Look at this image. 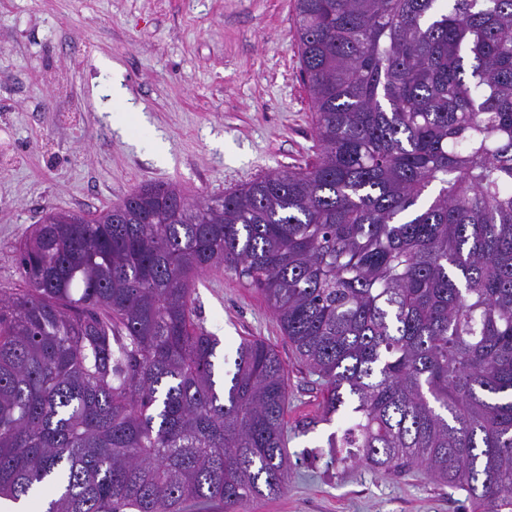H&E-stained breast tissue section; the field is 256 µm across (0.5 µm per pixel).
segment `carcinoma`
<instances>
[{
    "mask_svg": "<svg viewBox=\"0 0 512 512\" xmlns=\"http://www.w3.org/2000/svg\"><path fill=\"white\" fill-rule=\"evenodd\" d=\"M316 162L50 210L0 289V498L245 512L288 486L285 368L194 319L222 269L324 385L336 461L512 506V0H295Z\"/></svg>",
    "mask_w": 512,
    "mask_h": 512,
    "instance_id": "carcinoma-1",
    "label": "carcinoma"
}]
</instances>
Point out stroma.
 <instances>
[{
    "mask_svg": "<svg viewBox=\"0 0 512 512\" xmlns=\"http://www.w3.org/2000/svg\"><path fill=\"white\" fill-rule=\"evenodd\" d=\"M295 31L294 0H0V288L20 287L12 256L48 210L98 212L147 183L220 196L311 164ZM150 138L166 161L142 150ZM195 306L221 354L247 336L274 348L288 424L309 426L288 443L287 490L247 512H470L465 491L420 470L331 462L322 382L257 290L210 271Z\"/></svg>",
    "mask_w": 512,
    "mask_h": 512,
    "instance_id": "stroma-1",
    "label": "stroma"
}]
</instances>
